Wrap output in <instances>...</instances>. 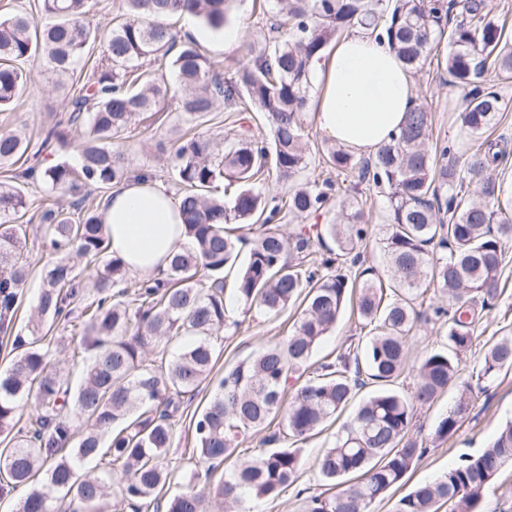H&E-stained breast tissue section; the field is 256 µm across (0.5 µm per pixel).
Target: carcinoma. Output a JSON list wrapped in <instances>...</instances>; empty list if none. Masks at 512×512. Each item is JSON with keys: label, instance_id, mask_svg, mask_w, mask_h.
Here are the masks:
<instances>
[{"label": "carcinoma", "instance_id": "cac0c4a2", "mask_svg": "<svg viewBox=\"0 0 512 512\" xmlns=\"http://www.w3.org/2000/svg\"><path fill=\"white\" fill-rule=\"evenodd\" d=\"M235 0H122L106 20L107 38L97 52L99 27L88 16L92 0H39V24L27 13L0 15V111L12 109L37 60L61 74L90 66L64 97L68 124L82 126L76 165L63 160L45 168L15 171L0 183V341L12 356L0 371V497L24 490L15 512H112V502L132 512H260L257 503L293 485L303 466V441L334 421L364 387L374 385L352 420L317 459L325 481L339 486L330 496L309 498L306 512H371L400 486L423 453L409 437L417 412L459 379L460 355L475 340L476 306L490 309L501 295L500 275L512 243V199H502L494 171L507 165L506 148L481 140L512 105L486 76L512 80V37L487 9L486 0H264L272 14L271 44L250 49L251 59L227 78L197 43L180 35L173 18L189 13L216 32L226 29ZM355 31L386 41L412 69L432 62L448 46V85L462 92L460 132L477 142L459 168L454 144L432 137L431 103L415 98L399 133L371 160H357L333 144L324 164L356 174L385 190L386 228L379 248L387 260L382 276L368 264L370 230L359 204L330 217L334 182H297L308 166L304 125L310 111L312 67L331 43ZM193 121L218 106L229 112H263L272 139L247 131L234 137L196 132L170 152V173L180 186V212L188 243L174 252L164 279L128 282L123 261L112 256L92 191L143 176L128 165L119 140L140 115L158 111L172 87ZM31 143L17 130L0 132V167H13ZM289 184L270 198L265 172ZM39 181L71 197L83 213L74 223L63 207L42 208V247L55 255L43 278L29 334H12L30 276L24 254L29 203L19 183ZM479 185L476 195L463 192ZM329 217L318 237L335 244L319 265L291 259L310 238L286 234L283 216ZM233 224L259 226L254 239L232 237ZM249 245L239 261L238 244ZM95 270L93 288L83 285L78 262ZM355 269L354 278L341 266ZM236 269L237 299L267 316L303 303L282 344L224 368L207 406L193 419L191 458L206 466L201 489L181 493L160 510L170 479L169 449L175 417L211 374L218 333L229 322L226 271ZM432 284L448 298L433 314L448 316L446 346L418 365L414 388L394 387L407 366L411 332L421 318L417 301ZM356 300L361 342L315 367L284 402L290 374L308 365L317 346ZM69 329L73 354L85 352L77 382L53 362L50 332ZM194 341L171 359L146 363L160 343ZM512 369V336L488 343L482 358L437 422L434 437L454 435L471 413L473 388H485ZM35 406L18 426L17 410ZM281 417L282 446L211 477L231 459L253 428ZM108 458L97 469L91 462ZM512 464V422L475 456H466L432 482L416 485L394 512H483L485 490Z\"/></svg>", "mask_w": 512, "mask_h": 512}]
</instances>
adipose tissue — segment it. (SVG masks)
Segmentation results:
<instances>
[{
	"label": "adipose tissue",
	"mask_w": 512,
	"mask_h": 512,
	"mask_svg": "<svg viewBox=\"0 0 512 512\" xmlns=\"http://www.w3.org/2000/svg\"><path fill=\"white\" fill-rule=\"evenodd\" d=\"M315 121L322 135L356 156L375 154L398 133L415 97L411 68L375 36L341 38L318 67ZM113 256L129 273L152 278L186 241L179 204L162 184L114 186L103 210Z\"/></svg>",
	"instance_id": "ef3b65f1"
}]
</instances>
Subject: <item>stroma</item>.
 <instances>
[{
  "mask_svg": "<svg viewBox=\"0 0 512 512\" xmlns=\"http://www.w3.org/2000/svg\"><path fill=\"white\" fill-rule=\"evenodd\" d=\"M234 29L241 38L237 45L228 51L216 53L212 45L217 37L205 26H197L195 41L204 53L210 54L218 62L225 74H232L240 65L247 62L248 46L257 45L265 31L263 10L254 6L253 0H239L236 9ZM418 92L426 94L432 102V136L435 139L456 140L459 148H466V139L458 135L456 106L462 95L448 85V74L443 66L430 65L415 75ZM57 78L51 72L33 73L24 93L14 110L0 112V132L25 122L26 133L33 143H40L45 130L58 122L66 121L64 92L56 85ZM190 123L181 112L177 102H170L168 112L159 121L143 120L132 126L126 145L133 168L151 169L156 180L167 189H174L175 182L167 171V158L172 151L176 137L189 129ZM338 200L357 199L365 204L366 217L372 236H379L386 218V197L381 189L342 175L336 176ZM31 233L25 252L31 262L22 308L15 322L18 333H26L27 323L33 312L37 293L42 285V269L50 258L48 251L41 247L35 238L40 231L38 221H31ZM501 296L493 310L480 314L478 337L472 347L463 354L462 366L471 369L482 356L488 342L512 331V249L508 250L506 265L500 276ZM231 317L236 320L235 328L226 333L224 346L218 356L216 371L251 356L260 348L286 340L298 316L297 309L291 308L276 317H265L258 313L244 312L242 304L230 306ZM447 318L432 319L417 323L410 343L408 366L397 380L399 390H410L415 381V368L430 352L441 348L447 341ZM211 387L202 385L195 396L185 399L177 416V434L170 450L174 471L166 488L173 495L199 488L202 464L191 460L189 450L193 446L190 421L194 413L207 401ZM458 393L457 386H450L437 398L429 409L423 410L411 435L423 441L427 453L418 458L399 491L391 493L383 501L374 505V512H393L399 496L407 494L418 483L434 479L446 472L461 457L476 455L497 432L501 424L512 420V372L501 374L485 390L475 392V406L461 428L448 439L438 440L433 436L437 421L446 414ZM338 430L337 425L327 424L319 433L310 436L302 443L303 467L297 484L282 491L272 501L259 505L260 512H305L306 498L325 492L326 483L321 479L316 460L323 448L329 446Z\"/></svg>",
  "mask_w": 512,
  "mask_h": 512,
  "instance_id": "stroma-1",
  "label": "stroma"
}]
</instances>
